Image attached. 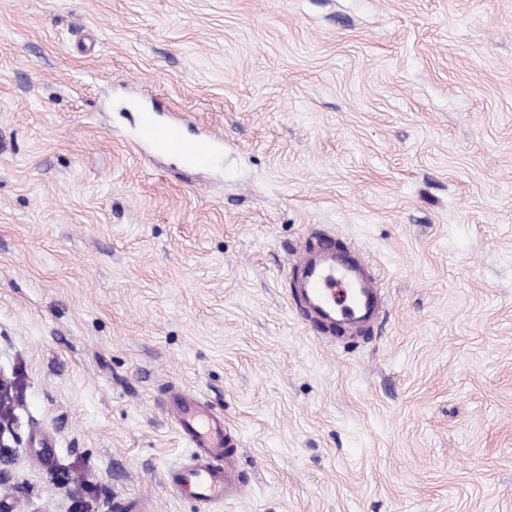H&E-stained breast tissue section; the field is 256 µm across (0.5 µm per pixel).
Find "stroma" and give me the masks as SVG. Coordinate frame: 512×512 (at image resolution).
<instances>
[{"mask_svg":"<svg viewBox=\"0 0 512 512\" xmlns=\"http://www.w3.org/2000/svg\"><path fill=\"white\" fill-rule=\"evenodd\" d=\"M329 241L351 337L292 297ZM0 368L18 512H199L176 393L241 448L213 512H512V0H0ZM144 120L136 131V140L147 145L155 154L183 155L192 154L193 162L200 166L210 165L219 146L215 138H202L196 144H190L184 137L183 128L178 122H159L150 111H145ZM296 266L301 270V281L295 295L300 307L318 321L364 324L385 311L379 282L366 273L365 259L352 263L326 247L313 260L299 257ZM16 380L0 368V464L10 458L17 441L18 419L14 411Z\"/></svg>","mask_w":512,"mask_h":512,"instance_id":"stroma-1","label":"stroma"}]
</instances>
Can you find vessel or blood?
<instances>
[{"label": "vessel or blood", "instance_id": "vessel-or-blood-1", "mask_svg": "<svg viewBox=\"0 0 512 512\" xmlns=\"http://www.w3.org/2000/svg\"><path fill=\"white\" fill-rule=\"evenodd\" d=\"M136 140L160 155L191 154L200 166L210 165L219 150L212 138L188 143L180 123H162L150 114L137 129ZM296 265L301 270L297 299L318 321L364 324L384 312L380 285L367 274L366 262H350L326 247L316 257H299ZM173 401L178 431L191 453L181 465L168 470L169 483L205 507L240 498L239 457L223 416L189 396L178 394Z\"/></svg>", "mask_w": 512, "mask_h": 512}]
</instances>
